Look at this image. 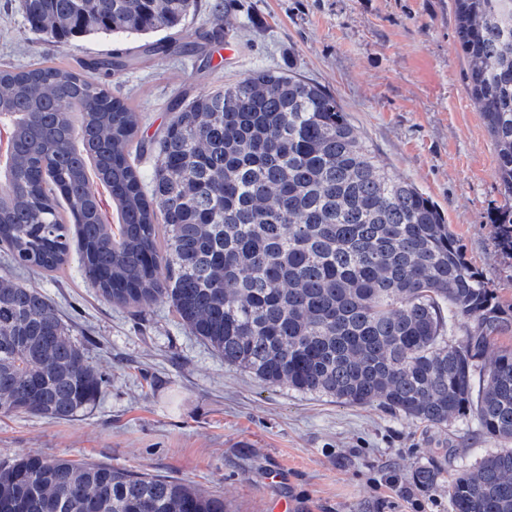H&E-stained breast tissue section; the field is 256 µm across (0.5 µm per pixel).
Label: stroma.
I'll return each instance as SVG.
<instances>
[{"mask_svg":"<svg viewBox=\"0 0 512 512\" xmlns=\"http://www.w3.org/2000/svg\"><path fill=\"white\" fill-rule=\"evenodd\" d=\"M211 62L174 55L111 76L112 93L140 115L138 167L150 184L152 146L176 104L262 70H289L336 98L357 133L398 178L441 209L466 259L512 304V255L491 222L503 202L494 141L468 90L451 0H228ZM94 34L64 48L31 32L19 0H0V67L35 63L92 73L93 62L145 43ZM17 283L57 305L70 336L110 384L76 421L0 413V461L23 453L112 464L191 484L229 512H452L447 475L499 448L476 422L430 430L375 407L263 385L225 365L169 305H113L85 277L77 253L50 274ZM445 461V479L409 475ZM278 483H270V472ZM397 477L399 490L388 487Z\"/></svg>","mask_w":512,"mask_h":512,"instance_id":"35a3bbf8","label":"stroma"}]
</instances>
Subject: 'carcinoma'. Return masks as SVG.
<instances>
[{
	"label": "carcinoma",
	"mask_w": 512,
	"mask_h": 512,
	"mask_svg": "<svg viewBox=\"0 0 512 512\" xmlns=\"http://www.w3.org/2000/svg\"><path fill=\"white\" fill-rule=\"evenodd\" d=\"M469 88L495 141L500 249L512 255V0H452ZM195 0H20L29 28L64 47L90 34L177 28ZM187 49L160 39L115 53L110 77ZM0 244L36 273L77 240L87 279L132 308L168 302L180 323L269 386L377 406L427 429L473 417L506 447L448 481L454 512H512V306L471 267L435 202L393 177L331 94L259 71L196 96L154 147L145 193L137 110L102 81L37 64L0 69ZM82 144L110 188L87 191ZM75 223L59 216L56 194ZM167 238L159 247L157 224ZM465 320L448 339L446 313ZM108 384L52 301L0 275V411L75 421ZM442 464L411 473L438 485ZM227 512L183 482L23 454L0 463V509Z\"/></svg>",
	"instance_id": "cac0c4a2"
}]
</instances>
